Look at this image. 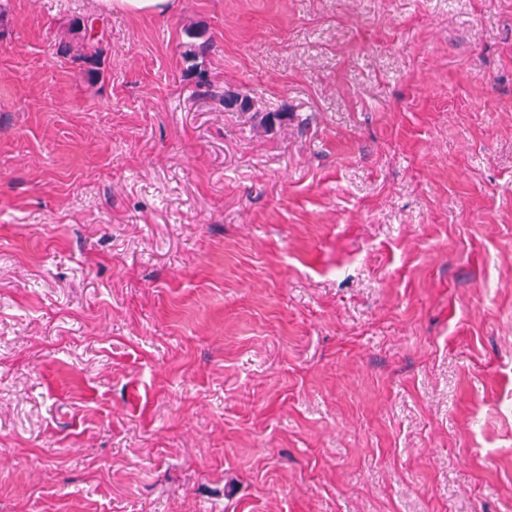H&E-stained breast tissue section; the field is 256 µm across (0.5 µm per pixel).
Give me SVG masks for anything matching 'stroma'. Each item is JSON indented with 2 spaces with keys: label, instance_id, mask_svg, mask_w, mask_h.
Returning <instances> with one entry per match:
<instances>
[{
  "label": "stroma",
  "instance_id": "stroma-1",
  "mask_svg": "<svg viewBox=\"0 0 512 512\" xmlns=\"http://www.w3.org/2000/svg\"><path fill=\"white\" fill-rule=\"evenodd\" d=\"M0 512H512V0H0ZM107 10L134 15L166 16L174 10L175 0H100Z\"/></svg>",
  "mask_w": 512,
  "mask_h": 512
}]
</instances>
